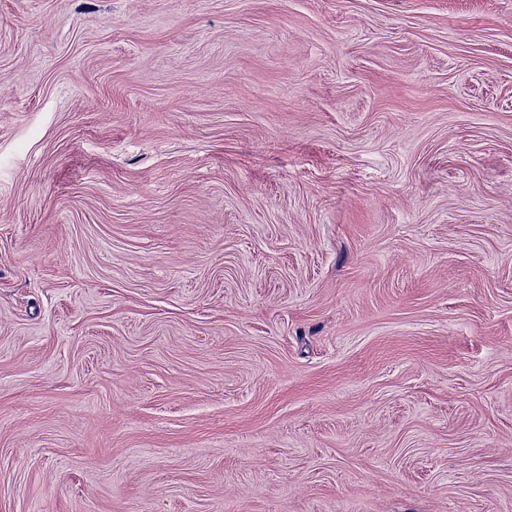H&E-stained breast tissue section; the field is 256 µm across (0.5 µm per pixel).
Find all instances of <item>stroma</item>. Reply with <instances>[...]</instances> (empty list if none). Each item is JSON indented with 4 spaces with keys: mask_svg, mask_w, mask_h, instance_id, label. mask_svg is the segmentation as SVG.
Here are the masks:
<instances>
[{
    "mask_svg": "<svg viewBox=\"0 0 512 512\" xmlns=\"http://www.w3.org/2000/svg\"><path fill=\"white\" fill-rule=\"evenodd\" d=\"M0 512H512V0H0Z\"/></svg>",
    "mask_w": 512,
    "mask_h": 512,
    "instance_id": "stroma-1",
    "label": "stroma"
}]
</instances>
